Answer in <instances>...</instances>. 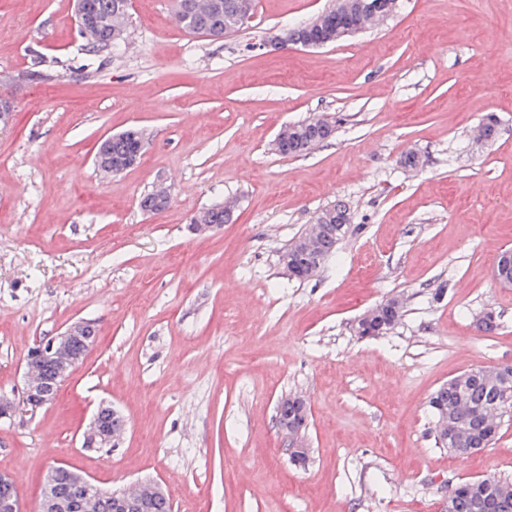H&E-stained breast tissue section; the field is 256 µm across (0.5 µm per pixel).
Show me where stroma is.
<instances>
[{
    "label": "stroma",
    "instance_id": "35a3bbf8",
    "mask_svg": "<svg viewBox=\"0 0 512 512\" xmlns=\"http://www.w3.org/2000/svg\"><path fill=\"white\" fill-rule=\"evenodd\" d=\"M333 0H254L234 36L175 25L174 0H131L126 34L89 52L75 0H0V400L20 402L29 347L71 323L98 340L56 399L0 420V474L39 512L57 463L112 491L150 479L173 512H444L472 478L512 482V420L456 456L431 394L512 364V0H402L383 26L318 48H256ZM316 113L334 138L302 156L273 141ZM498 137L480 145L487 116ZM138 127V162L102 179V138ZM418 153L422 166H405ZM166 209H141L155 185ZM232 198L206 233L199 210ZM351 233L318 276L280 255L333 203ZM400 296L387 334L365 310ZM498 327L477 328L483 312ZM304 396L310 461H291L278 400ZM126 430L87 449L100 405ZM404 301L393 297L364 313L357 322L358 336H379L392 330L404 315Z\"/></svg>",
    "mask_w": 512,
    "mask_h": 512
}]
</instances>
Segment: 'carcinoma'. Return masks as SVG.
<instances>
[{
	"mask_svg": "<svg viewBox=\"0 0 512 512\" xmlns=\"http://www.w3.org/2000/svg\"><path fill=\"white\" fill-rule=\"evenodd\" d=\"M399 0H380V6L370 10L361 0H336L333 8L318 19L316 35L333 44L345 39L342 23L360 31L372 29L394 16ZM176 16L183 28L215 39H222L242 29L252 12V0H176ZM127 0H88V14L93 27L80 28L87 45L95 52L109 49L122 40L128 15ZM336 133L335 122L323 117H309L290 124L277 135L276 150L282 155L300 156L316 146L331 140ZM498 133L497 122L489 118L477 128L475 139L492 143ZM104 158L97 169L107 175L117 173L125 161L138 150V141L129 131L115 134L101 144ZM169 191L163 187L145 194L140 206L149 212H160L169 203ZM234 202L214 204L194 214L192 223L215 227L231 221ZM350 216L346 206L334 204L316 215L314 222L284 249L280 256L288 276L305 281L318 275L326 261L335 253L340 242L350 232ZM404 315V301L393 297L364 313L357 322L359 336H379L392 330ZM480 383L471 384L459 374L441 385L431 396L429 407L434 419V432L441 445H451L458 453L468 448H489L498 439L503 417L497 408L483 401L487 390L500 388L496 370L479 369ZM73 469L59 468L52 482L43 488L42 495L52 498L61 491L79 494L81 512H112L106 501L109 492L97 487L78 492L72 487ZM127 497L152 505L150 512H172L170 500L152 497L150 482L141 483L138 490H130ZM489 498L497 509L512 507V483L495 481L492 490L482 493L475 479L464 480L452 487L448 499L454 501L460 512H476L477 505Z\"/></svg>",
	"mask_w": 512,
	"mask_h": 512,
	"instance_id": "carcinoma-1",
	"label": "carcinoma"
}]
</instances>
